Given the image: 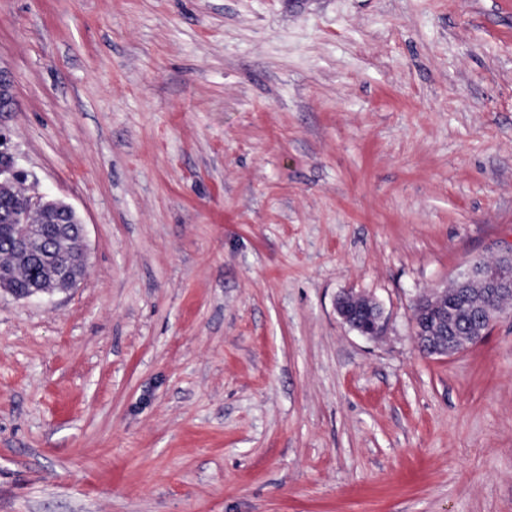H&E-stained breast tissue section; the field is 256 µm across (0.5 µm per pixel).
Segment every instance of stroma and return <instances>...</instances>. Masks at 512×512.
Instances as JSON below:
<instances>
[{
	"label": "stroma",
	"mask_w": 512,
	"mask_h": 512,
	"mask_svg": "<svg viewBox=\"0 0 512 512\" xmlns=\"http://www.w3.org/2000/svg\"><path fill=\"white\" fill-rule=\"evenodd\" d=\"M0 67L89 255L0 292V512H512V306L412 320L512 247V0H0ZM512 248L494 260L474 259L460 273L453 288L456 303L468 306L473 323L466 336H452L448 341V322L455 313L454 302L448 303V288L416 300L413 312L414 335L419 348L428 355L448 357L478 343L500 315L503 301L512 299ZM480 281L484 290L475 298L470 290ZM474 282L475 293L482 288ZM508 299V300H509ZM342 321L363 336L375 337L381 333V310L364 296H342L336 304Z\"/></svg>",
	"instance_id": "obj_1"
}]
</instances>
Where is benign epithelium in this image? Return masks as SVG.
I'll use <instances>...</instances> for the list:
<instances>
[{
  "label": "benign epithelium",
  "mask_w": 512,
  "mask_h": 512,
  "mask_svg": "<svg viewBox=\"0 0 512 512\" xmlns=\"http://www.w3.org/2000/svg\"><path fill=\"white\" fill-rule=\"evenodd\" d=\"M15 96L8 72L0 67V114L14 111ZM22 179L15 154L9 141L0 136V180L16 182ZM42 210L47 219L42 224H28L27 213ZM85 238L83 224L69 204L50 199L36 192L26 195L21 204L0 205V245L17 260L37 268L39 275L25 288H8L17 299H30L51 292L43 278L56 282V289L67 291L76 286V271L86 269L87 252L74 250L69 239ZM474 281L483 284L478 298L470 292ZM456 302L448 301V290L416 300L413 312L414 335L419 348L428 355L448 357L478 343L500 315L503 301L512 299V248L494 260L474 259L460 273L455 284ZM342 321L363 336L381 333V310L364 296H342L336 304Z\"/></svg>",
  "instance_id": "1"
}]
</instances>
